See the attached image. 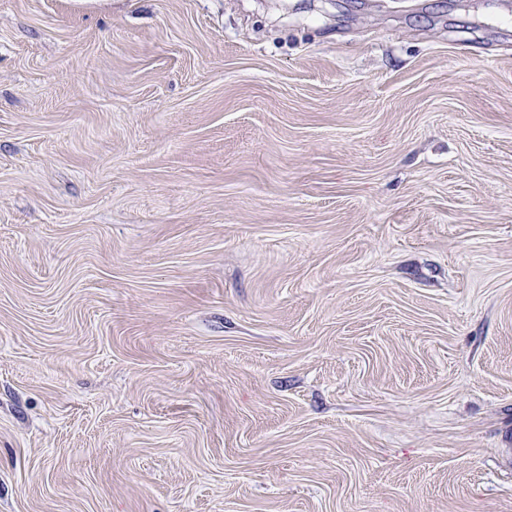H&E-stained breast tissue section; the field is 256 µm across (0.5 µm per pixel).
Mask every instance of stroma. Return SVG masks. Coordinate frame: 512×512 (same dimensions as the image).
Returning a JSON list of instances; mask_svg holds the SVG:
<instances>
[{
	"mask_svg": "<svg viewBox=\"0 0 512 512\" xmlns=\"http://www.w3.org/2000/svg\"><path fill=\"white\" fill-rule=\"evenodd\" d=\"M0 512H512V0H0Z\"/></svg>",
	"mask_w": 512,
	"mask_h": 512,
	"instance_id": "obj_1",
	"label": "stroma"
}]
</instances>
